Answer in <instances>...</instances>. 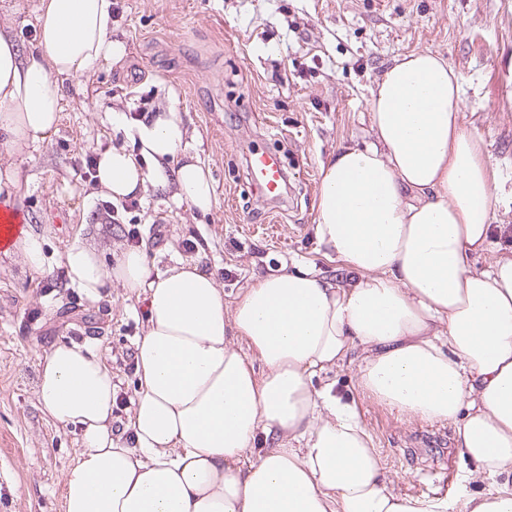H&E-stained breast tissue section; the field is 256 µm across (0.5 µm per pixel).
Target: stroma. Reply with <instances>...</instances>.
<instances>
[{"label":"stroma","mask_w":512,"mask_h":512,"mask_svg":"<svg viewBox=\"0 0 512 512\" xmlns=\"http://www.w3.org/2000/svg\"><path fill=\"white\" fill-rule=\"evenodd\" d=\"M112 35L128 48L119 63L65 79L56 130L27 154L0 144V165L28 179V225L44 238L38 281L20 257L0 259V512H63V479L81 452L76 429L42 413L39 359L59 341L95 348L120 383L135 388L136 301L108 285L91 303L73 288L63 255L76 242L114 262L130 229L153 271L195 258L214 272L225 300L282 265L335 277L314 239L319 170L336 150L367 142L370 90L398 55L429 50L460 75L465 123L481 138L495 180L493 223L505 232L477 259L512 245V0H113ZM180 112L183 153L199 156L215 182L203 213L148 188L139 209L107 219L103 197L84 180L101 148L136 149L130 121L141 111ZM126 124H115L113 112ZM279 155L288 188L256 194L251 152ZM354 400L385 479L418 497L485 491L455 446L452 426L402 419L367 398L347 365L316 378Z\"/></svg>","instance_id":"stroma-1"}]
</instances>
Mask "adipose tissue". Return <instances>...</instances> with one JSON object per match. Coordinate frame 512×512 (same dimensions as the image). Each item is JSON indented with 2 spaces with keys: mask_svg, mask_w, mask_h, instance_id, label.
<instances>
[{
  "mask_svg": "<svg viewBox=\"0 0 512 512\" xmlns=\"http://www.w3.org/2000/svg\"><path fill=\"white\" fill-rule=\"evenodd\" d=\"M0 0V139L16 154L43 142L65 79L121 62L112 0H38L33 44L13 34ZM464 91L428 50L400 55L371 90L369 142L320 168L315 236L340 274L297 264L225 302L214 273L178 260L153 274L141 249L105 265L77 243L64 264L93 301L117 283L143 303L137 379L123 436L120 388L90 347L44 354L43 412L81 431L65 476L64 512H512V248L485 268L493 177L464 123ZM137 152H100L96 185L113 199L147 187L209 211L198 157L177 160L176 110L135 125ZM19 165L0 167V222L23 208ZM356 363L358 385L409 419L452 423L471 478L491 489L416 498L390 487L355 404L324 372Z\"/></svg>",
  "mask_w": 512,
  "mask_h": 512,
  "instance_id": "adipose-tissue-1",
  "label": "adipose tissue"
}]
</instances>
